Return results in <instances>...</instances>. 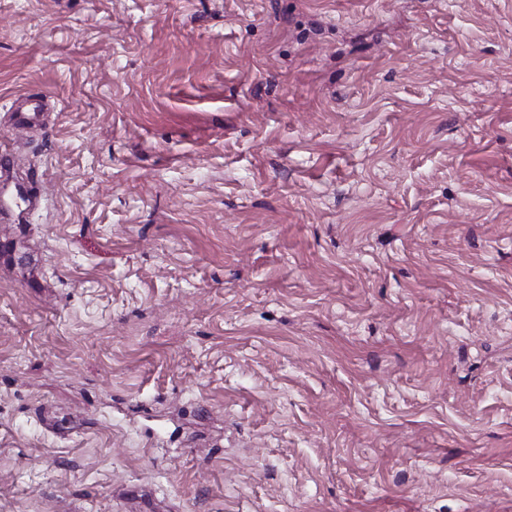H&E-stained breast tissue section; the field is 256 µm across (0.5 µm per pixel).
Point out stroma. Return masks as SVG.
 <instances>
[{
  "label": "stroma",
  "instance_id": "1",
  "mask_svg": "<svg viewBox=\"0 0 512 512\" xmlns=\"http://www.w3.org/2000/svg\"><path fill=\"white\" fill-rule=\"evenodd\" d=\"M0 146V512H512V0H0Z\"/></svg>",
  "mask_w": 512,
  "mask_h": 512
}]
</instances>
